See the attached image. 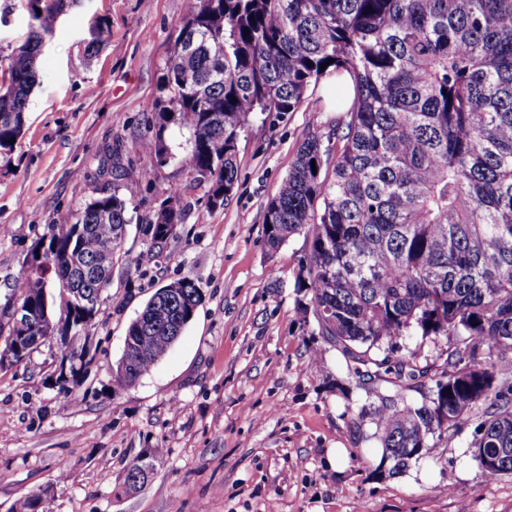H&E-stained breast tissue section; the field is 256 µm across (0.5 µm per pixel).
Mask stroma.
<instances>
[{
    "label": "stroma",
    "mask_w": 512,
    "mask_h": 512,
    "mask_svg": "<svg viewBox=\"0 0 512 512\" xmlns=\"http://www.w3.org/2000/svg\"><path fill=\"white\" fill-rule=\"evenodd\" d=\"M32 3L0 0V62L26 41ZM185 12L186 0H74L37 58L23 134L0 166V297L48 225L74 221L100 191L117 189L134 219L84 385H46V346L0 371V512L43 489L55 512H512V474L488 477L473 457L478 412L391 473L356 418L365 386L304 310L305 234L275 251L265 242V205L326 113L255 114L234 195L213 211L180 164L135 152ZM172 185L184 189V219L157 249L146 228ZM182 277L202 290L193 321L134 385L113 390L130 322ZM155 448L148 483L121 494L128 466Z\"/></svg>",
    "instance_id": "35a3bbf8"
}]
</instances>
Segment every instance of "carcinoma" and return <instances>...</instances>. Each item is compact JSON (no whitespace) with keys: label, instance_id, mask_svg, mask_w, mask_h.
<instances>
[{"label":"carcinoma","instance_id":"obj_1","mask_svg":"<svg viewBox=\"0 0 512 512\" xmlns=\"http://www.w3.org/2000/svg\"><path fill=\"white\" fill-rule=\"evenodd\" d=\"M58 12L52 0L8 56L6 161ZM332 78L351 93L330 98L337 114L327 132H309L298 146L265 207L266 243L276 250L305 232L309 260L298 279L312 292L320 335L354 376L395 387L384 396L368 389L378 403L358 413L391 473L482 405L473 447L499 451L498 465L483 470L512 473V386L498 387V376L512 377V0H187L152 103L154 132L138 150L163 165L176 159L165 132L189 128L179 164L205 188L207 209L221 208L233 196L250 118L298 112ZM181 196L178 186L163 190L152 244L182 223ZM131 220L114 190L89 201L76 222L49 225L54 283L24 273L10 293L42 320L22 344L24 358L38 351L36 337L54 336L61 355L90 370L112 285L99 260L120 250ZM76 290L92 307H70ZM201 302L190 278L157 289L128 327L112 384L147 373ZM413 333L455 337L440 367L420 364L415 352L390 356ZM434 368V388L409 402L401 390ZM158 456L130 464L123 494L143 488ZM18 503L12 512H48L53 497L45 490Z\"/></svg>","mask_w":512,"mask_h":512}]
</instances>
